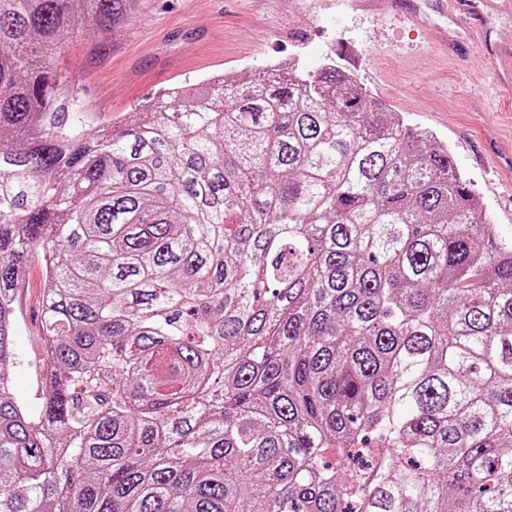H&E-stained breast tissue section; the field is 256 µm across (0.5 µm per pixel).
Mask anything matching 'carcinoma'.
<instances>
[{"instance_id":"cac0c4a2","label":"carcinoma","mask_w":512,"mask_h":512,"mask_svg":"<svg viewBox=\"0 0 512 512\" xmlns=\"http://www.w3.org/2000/svg\"><path fill=\"white\" fill-rule=\"evenodd\" d=\"M132 4L0 0V512H512V230L332 60L90 128L53 60ZM43 287L42 261L39 254H35L22 270L20 288L16 293L17 359L16 364L9 368L16 398L32 407L37 405L41 390L39 361L43 357L40 320Z\"/></svg>"}]
</instances>
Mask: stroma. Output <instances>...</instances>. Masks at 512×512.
I'll return each mask as SVG.
<instances>
[{"label": "stroma", "mask_w": 512, "mask_h": 512, "mask_svg": "<svg viewBox=\"0 0 512 512\" xmlns=\"http://www.w3.org/2000/svg\"><path fill=\"white\" fill-rule=\"evenodd\" d=\"M55 58L76 73L91 127L122 126L160 91L198 85L219 74L248 79L277 60L315 71L324 58L356 74L371 95L413 128L448 145L491 223L512 225V180L480 158L512 165V93L498 88L512 70V9L442 11L436 0H377L356 10L348 0H135L124 23L97 32L83 20ZM111 52L82 67L88 41ZM40 256L22 270L16 293V398L37 405L43 356Z\"/></svg>", "instance_id": "35a3bbf8"}]
</instances>
